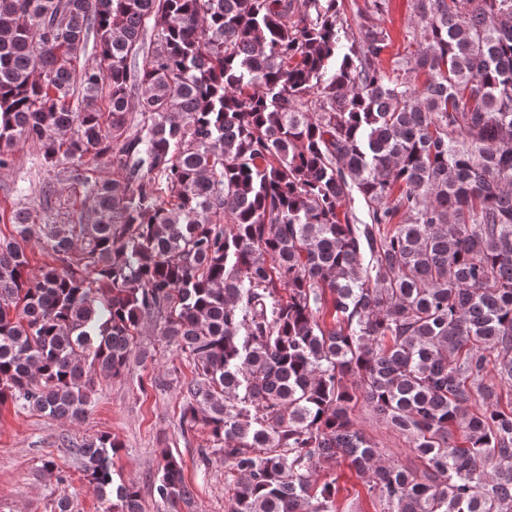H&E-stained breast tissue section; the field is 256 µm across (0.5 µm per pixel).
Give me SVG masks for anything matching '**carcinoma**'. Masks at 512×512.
<instances>
[{"label": "carcinoma", "instance_id": "1", "mask_svg": "<svg viewBox=\"0 0 512 512\" xmlns=\"http://www.w3.org/2000/svg\"><path fill=\"white\" fill-rule=\"evenodd\" d=\"M336 3L0 0V168L30 143L93 201L0 237V406L83 420L152 321L229 512H335L315 474L341 459L384 512H512V410L482 383L512 387V0H412L389 70L383 0L355 34ZM32 241L58 265L30 272ZM360 402L422 468L382 460ZM70 447L108 512H144L118 440ZM156 493L190 503L181 458Z\"/></svg>", "mask_w": 512, "mask_h": 512}]
</instances>
